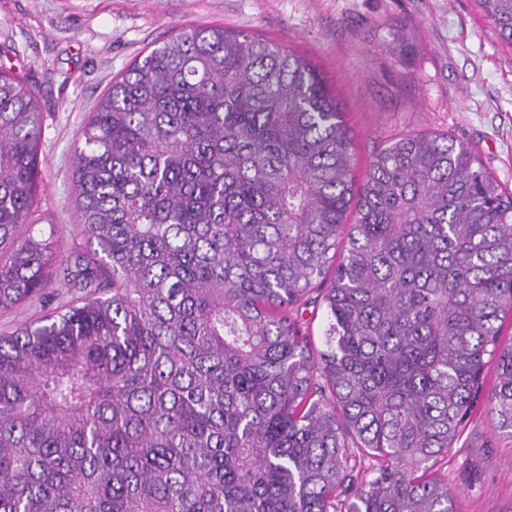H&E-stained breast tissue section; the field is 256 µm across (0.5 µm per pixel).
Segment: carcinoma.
Returning <instances> with one entry per match:
<instances>
[{"instance_id": "carcinoma-1", "label": "carcinoma", "mask_w": 512, "mask_h": 512, "mask_svg": "<svg viewBox=\"0 0 512 512\" xmlns=\"http://www.w3.org/2000/svg\"><path fill=\"white\" fill-rule=\"evenodd\" d=\"M476 5L512 49V0ZM43 139L1 70L0 312L65 262L85 297L0 336V512H458L431 468L490 364L512 436V196L469 144L403 134L358 188L306 56L184 28L90 113L65 258L34 232ZM304 322L302 330L310 331L311 336H314L315 344L319 349H323L321 343L322 329L325 318V305L321 302L320 297L313 304L307 306V310L304 311ZM308 327V329H307Z\"/></svg>"}]
</instances>
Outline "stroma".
Segmentation results:
<instances>
[{"label": "stroma", "instance_id": "stroma-1", "mask_svg": "<svg viewBox=\"0 0 512 512\" xmlns=\"http://www.w3.org/2000/svg\"><path fill=\"white\" fill-rule=\"evenodd\" d=\"M218 24L308 57L335 88L355 140L356 180L372 154L409 131L474 147L512 194V50L475 0H0V69L35 86L43 112L37 216L62 253L84 247L74 210L73 150L95 103L140 55L178 30ZM405 28L420 50H390ZM64 270L32 302L0 312V333L77 297ZM436 468L461 512H512V438L483 396Z\"/></svg>", "mask_w": 512, "mask_h": 512}]
</instances>
